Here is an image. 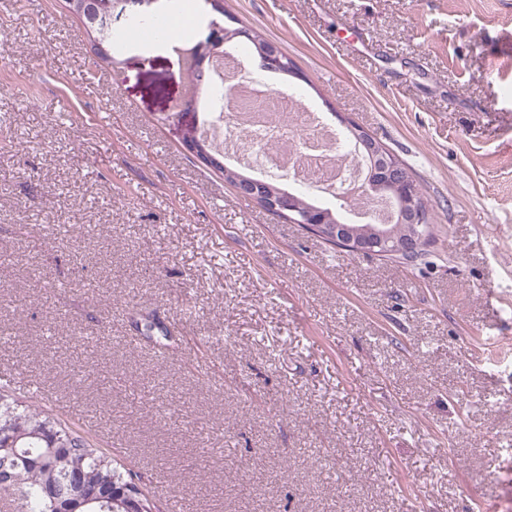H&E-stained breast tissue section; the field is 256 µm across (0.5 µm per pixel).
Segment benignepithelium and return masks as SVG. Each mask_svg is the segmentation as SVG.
Here are the masks:
<instances>
[{
  "instance_id": "obj_1",
  "label": "benign epithelium",
  "mask_w": 512,
  "mask_h": 512,
  "mask_svg": "<svg viewBox=\"0 0 512 512\" xmlns=\"http://www.w3.org/2000/svg\"><path fill=\"white\" fill-rule=\"evenodd\" d=\"M122 2L124 0H68L69 10L83 19L88 30L95 32L93 45L102 56L109 54V36L114 23L120 19L116 9ZM247 34L249 30L244 27L215 25L201 45L208 47L213 55L228 45L229 39ZM259 56L263 68L267 70L302 77L299 70L286 63V55L273 43L259 48ZM363 139L368 151L367 182L374 189H383L390 194L395 203L399 227L402 228L400 232L390 224H347L340 221L328 224L326 214L321 210L308 208L300 213L296 199L290 192L282 191L273 195L263 182L256 179L241 177L236 180L234 189L239 196L256 204L265 203L268 209L288 216V221L293 224H305L312 230L325 232L328 238L354 253L395 257L414 252L419 248L421 224L426 220L425 204L417 193L415 178L371 136L365 135ZM185 145L203 165L214 170L224 166V162L198 140L197 134L187 136Z\"/></svg>"
}]
</instances>
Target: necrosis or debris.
Segmentation results:
<instances>
[{"instance_id":"necrosis-or-debris-1","label":"necrosis or debris","mask_w":512,"mask_h":512,"mask_svg":"<svg viewBox=\"0 0 512 512\" xmlns=\"http://www.w3.org/2000/svg\"><path fill=\"white\" fill-rule=\"evenodd\" d=\"M248 72L247 52L234 48L211 73L215 94L204 132L225 158L327 201L350 197L359 211L383 217V206L362 188L359 162L343 149L339 131L300 91L250 79ZM230 87L238 92L231 100L224 96Z\"/></svg>"}]
</instances>
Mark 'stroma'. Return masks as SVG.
<instances>
[{
    "label": "stroma",
    "mask_w": 512,
    "mask_h": 512,
    "mask_svg": "<svg viewBox=\"0 0 512 512\" xmlns=\"http://www.w3.org/2000/svg\"><path fill=\"white\" fill-rule=\"evenodd\" d=\"M408 165L435 240L351 254L182 146L185 56L0 0V370L183 512H512V0H193ZM82 344H73V337ZM93 360L97 377L76 368ZM167 493V494H168ZM259 56L262 62L263 68L271 71L287 73L297 78H304L302 73L297 70L295 65L286 55L280 50V48L274 43H269L259 48ZM285 60H288L293 64H286Z\"/></svg>",
    "instance_id": "stroma-1"
}]
</instances>
